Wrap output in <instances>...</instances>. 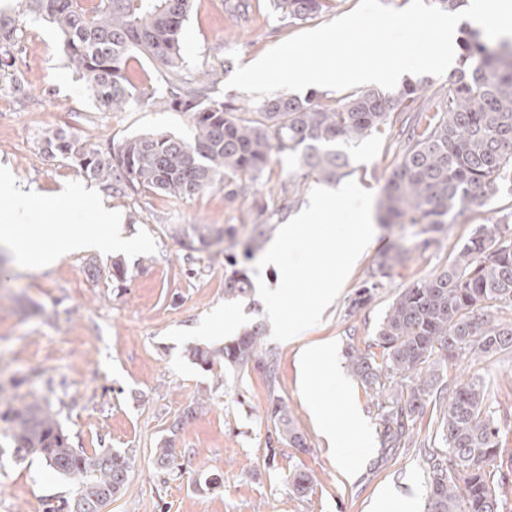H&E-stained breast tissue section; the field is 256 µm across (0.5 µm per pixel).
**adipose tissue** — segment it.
I'll return each mask as SVG.
<instances>
[{"label": "adipose tissue", "instance_id": "ef3b65f1", "mask_svg": "<svg viewBox=\"0 0 512 512\" xmlns=\"http://www.w3.org/2000/svg\"><path fill=\"white\" fill-rule=\"evenodd\" d=\"M11 202L7 211L0 213V244L8 247L25 265L47 266L62 257L89 249L117 250L125 246V239L113 223L111 210L97 213L99 229L95 235L75 233L70 225L73 215L65 199H48L41 194L16 189L10 176L0 174V199ZM45 214L54 226L52 234H45L44 227L35 221L34 212ZM302 385L309 401L312 415L318 421L324 437L336 455L337 463H344L346 450L352 437L363 438L368 434L366 425L359 419L355 409H348L350 430L337 432L326 418L314 393L322 379L333 374L331 350L327 344L306 348L302 355Z\"/></svg>", "mask_w": 512, "mask_h": 512}]
</instances>
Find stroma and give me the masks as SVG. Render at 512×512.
I'll list each match as a JSON object with an SVG mask.
<instances>
[{"instance_id": "obj_1", "label": "stroma", "mask_w": 512, "mask_h": 512, "mask_svg": "<svg viewBox=\"0 0 512 512\" xmlns=\"http://www.w3.org/2000/svg\"><path fill=\"white\" fill-rule=\"evenodd\" d=\"M327 3L317 17L289 24L278 20L270 0H193L181 52L193 72L227 61L248 65L283 41L353 11L359 0ZM12 56V70L29 93L15 94L9 78L0 75V167L10 168L22 188L68 192L79 233L95 232L94 212L105 205L120 215L132 239L124 251L74 253L48 268H29L12 253H0V383L20 400L49 396L73 447L132 455L126 486L108 512H373L388 490L407 498L414 512H424V452L443 447L438 413L424 408L415 423L426 448L388 453L383 416L389 393L367 390L350 372L345 352L354 346L381 358L375 335L389 305L404 289L446 268L476 227L511 212L512 193L492 197L432 235L422 224H375L372 241L321 322L276 341L256 291L225 295L224 252L239 255L249 280H256L257 260L244 255L256 219L266 215L272 229H279L307 206L318 180L296 177L293 165L274 161L244 200L228 201L220 184L186 201L152 192L110 193L69 161L47 159L40 150L43 136L63 129L91 149L147 132L187 138L189 114L150 106L103 111L68 67L59 34L42 19L21 22ZM402 120V114H392L379 132L348 150L351 180L374 197H381L398 160ZM193 224L225 230L223 243L188 253L176 231ZM393 246L407 248L405 260L372 290L366 305L352 309L380 252ZM117 259L127 271L122 282L112 276ZM228 310L239 329L262 325L263 351L275 363L274 383L252 365L209 370L195 363L194 348H219L228 340L224 334L195 335V328ZM322 342L334 345L338 373L324 379L319 400L338 429L348 428L349 403L369 429L368 439L351 443L347 462L356 469L351 476L337 464L301 385L299 352ZM460 362L468 374L493 376L489 398L499 410L500 448L503 458L512 457V353L489 359L466 355ZM201 395L210 400L208 410L186 417ZM273 398L287 405L305 448L274 440L267 415ZM177 421L182 427L176 431ZM167 439L181 466L161 479L153 450ZM298 470L313 476L302 495L287 481ZM74 492L40 459H15L0 436V512H44L47 502Z\"/></svg>"}]
</instances>
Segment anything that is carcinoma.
<instances>
[{"label":"carcinoma","mask_w":512,"mask_h":512,"mask_svg":"<svg viewBox=\"0 0 512 512\" xmlns=\"http://www.w3.org/2000/svg\"><path fill=\"white\" fill-rule=\"evenodd\" d=\"M276 16L297 23L314 18L326 0H271ZM192 0H17V17L0 19V67L8 65L18 23L31 14L52 23L63 39L68 65L107 112L154 106L187 112L188 139L165 132L139 134L103 152L86 149L65 130L42 141L53 160H68L105 190L122 196L154 192L191 199L215 182L235 201L263 175L272 156L299 164L305 174L332 182L350 174L349 156L339 145L360 141L388 123L391 114L409 112L399 135L406 141L386 178L381 220L427 224L439 231L472 207H481L512 180V43H491L479 29L466 27L459 42V67L448 97L428 109L414 108L427 80L405 81L392 94L355 92L334 101L312 91L304 98L274 96L247 108L212 100L224 72L193 74L180 50L183 24ZM142 54L162 75L163 87L134 85L131 58ZM507 213L482 224L439 273L404 289L387 308L375 336L382 362L351 347L352 374L368 389L382 378L400 377L384 416V445L396 450L411 440L417 415L433 400L441 403L445 448L426 454L428 493L425 512H501V496L488 466L500 456L498 421L484 402L479 376L444 383V372L459 354L492 358L512 349V321L497 318L512 309V239ZM188 250H198L221 234L205 224L176 231ZM401 252L385 250L376 264L381 276L400 262ZM224 293H245L249 285L237 256L224 255ZM263 329L254 325L220 348H196L192 356L214 364L244 367L255 363L267 380L274 362L259 355ZM5 437L17 460L41 459L75 484L72 500L46 512H100L105 496H115L128 479L127 454L102 449L92 454L71 446L59 411L46 396L15 402L0 384ZM277 440L294 448L305 441L286 406L271 402ZM160 473L179 467L172 440L153 450Z\"/></svg>","instance_id":"1"}]
</instances>
